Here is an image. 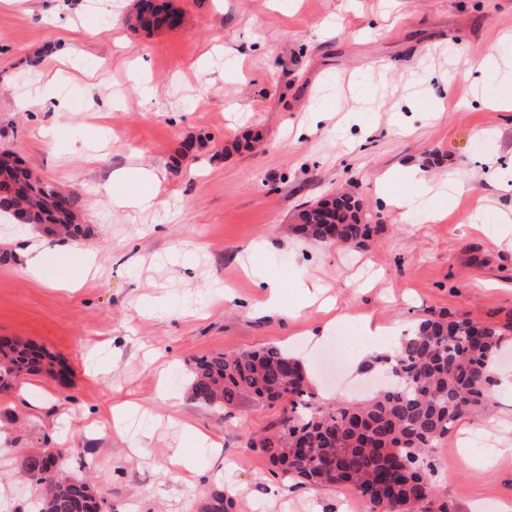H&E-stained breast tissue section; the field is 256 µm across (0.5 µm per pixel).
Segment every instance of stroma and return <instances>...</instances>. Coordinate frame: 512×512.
<instances>
[{
    "mask_svg": "<svg viewBox=\"0 0 512 512\" xmlns=\"http://www.w3.org/2000/svg\"><path fill=\"white\" fill-rule=\"evenodd\" d=\"M132 2L0 0V150L80 194V245L98 268L51 287L20 254L38 230L0 220V336L71 369L67 383L25 375L0 396V504L26 512L39 492L27 459L55 440L83 454L107 512H199L216 495L224 512H341L346 500L367 512L352 489L295 484L246 448L281 406L217 411L186 381L199 357L292 343L321 401L352 400L373 384L351 365L364 321L512 325V231L496 221L512 205L498 187L512 177V112L484 106L467 76L491 44L485 90L512 74V0H170L180 26L150 32L125 25ZM405 165L430 193L405 180L381 192ZM131 166L150 181L109 183ZM141 190L151 207L128 204ZM342 193L373 228L363 245L295 233L306 205ZM313 282L340 321L316 304L291 316L296 286ZM476 432L487 449L462 465ZM177 449L190 469L170 465ZM432 464L450 512L512 506V385L485 417L458 419Z\"/></svg>",
    "mask_w": 512,
    "mask_h": 512,
    "instance_id": "obj_1",
    "label": "stroma"
}]
</instances>
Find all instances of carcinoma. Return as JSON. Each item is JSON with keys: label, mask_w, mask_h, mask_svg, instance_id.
<instances>
[{"label": "carcinoma", "mask_w": 512, "mask_h": 512, "mask_svg": "<svg viewBox=\"0 0 512 512\" xmlns=\"http://www.w3.org/2000/svg\"><path fill=\"white\" fill-rule=\"evenodd\" d=\"M127 23L146 29L167 25V18L159 17L148 0H137ZM55 193L20 165L0 170V213L16 205L24 223L50 235H85L82 225L71 223L80 195L66 193L67 207L53 212L47 200ZM340 200L336 223H323L320 201L315 222L302 212L297 232L327 244L364 243L371 226L361 223L359 203L347 196ZM471 322L463 315L422 320L389 351L365 363L366 371L381 373L385 382L360 402L315 400L299 360L278 346L197 359L188 393L219 410L242 398L281 405L277 431L248 438L247 447L260 448L288 479L317 488H351L370 512H449L448 504L437 503L431 453L457 419L488 406L498 353L507 340L504 329L482 323L475 328ZM57 365L44 348L5 339L0 342V394L9 393L25 374L57 377ZM66 462L60 450L29 458L27 475L42 486L33 512H101L102 502L84 479L62 474Z\"/></svg>", "instance_id": "1"}]
</instances>
